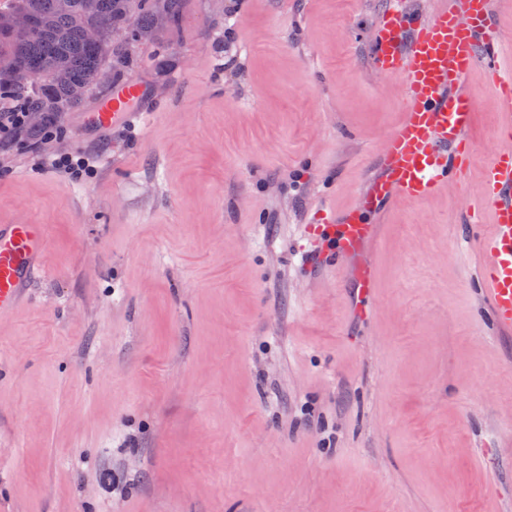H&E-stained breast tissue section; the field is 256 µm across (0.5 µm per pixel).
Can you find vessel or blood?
I'll use <instances>...</instances> for the list:
<instances>
[{
    "label": "vessel or blood",
    "mask_w": 512,
    "mask_h": 512,
    "mask_svg": "<svg viewBox=\"0 0 512 512\" xmlns=\"http://www.w3.org/2000/svg\"><path fill=\"white\" fill-rule=\"evenodd\" d=\"M503 43L493 23L492 0H448L418 16L391 0L374 38L372 61L384 78L405 86V118L388 136L380 154V173L370 180L352 211H323L319 221L340 227L337 252L358 253L375 235L361 213L377 212L394 198L422 201L448 184L463 180L478 154L468 129L476 99L464 86L467 75L483 66L503 104L512 107V73L499 63ZM145 90L129 84L100 102L97 127L129 121ZM501 148L481 167L482 207L492 221L479 238L480 294L497 327L512 330V121L501 127ZM46 231L35 223L0 224V316L27 299L34 280L47 274Z\"/></svg>",
    "instance_id": "vessel-or-blood-1"
}]
</instances>
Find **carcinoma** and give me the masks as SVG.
Returning <instances> with one entry per match:
<instances>
[{
    "label": "carcinoma",
    "instance_id": "cac0c4a2",
    "mask_svg": "<svg viewBox=\"0 0 512 512\" xmlns=\"http://www.w3.org/2000/svg\"><path fill=\"white\" fill-rule=\"evenodd\" d=\"M185 0H0V14L25 12L37 21L33 33H0V101L12 100L38 120L74 112L88 92L100 87L99 74L112 70V80L134 62L128 47L147 45L175 26ZM127 33L112 42V31ZM100 32L98 41L88 31ZM68 68L71 80L59 83L54 66Z\"/></svg>",
    "mask_w": 512,
    "mask_h": 512
}]
</instances>
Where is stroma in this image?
<instances>
[{"instance_id":"1","label":"stroma","mask_w":512,"mask_h":512,"mask_svg":"<svg viewBox=\"0 0 512 512\" xmlns=\"http://www.w3.org/2000/svg\"><path fill=\"white\" fill-rule=\"evenodd\" d=\"M386 0H186L133 48L153 112L0 155V224L49 277L0 317V512H512V332L477 283L476 175L376 214L360 259L307 236L374 176L406 93ZM470 137L504 106L483 67ZM369 301L353 293L359 264ZM41 164L44 167L68 174L74 178L92 172L90 158L80 153L72 154H45L40 157Z\"/></svg>"}]
</instances>
